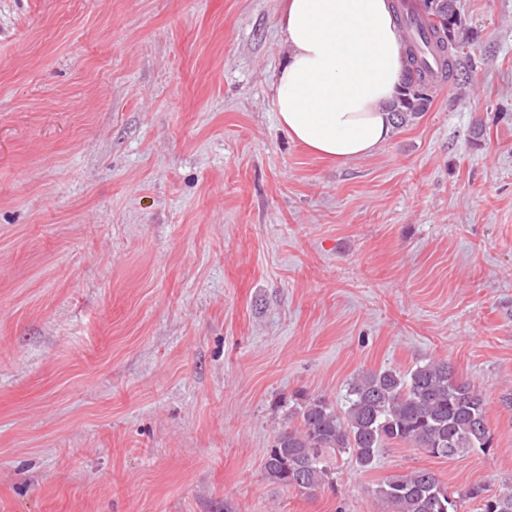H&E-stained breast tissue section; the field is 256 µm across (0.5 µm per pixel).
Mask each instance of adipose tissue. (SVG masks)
I'll use <instances>...</instances> for the list:
<instances>
[{
  "label": "adipose tissue",
  "mask_w": 512,
  "mask_h": 512,
  "mask_svg": "<svg viewBox=\"0 0 512 512\" xmlns=\"http://www.w3.org/2000/svg\"><path fill=\"white\" fill-rule=\"evenodd\" d=\"M277 25L274 104L289 139L343 163L379 151L405 66L392 0H286Z\"/></svg>",
  "instance_id": "1"
}]
</instances>
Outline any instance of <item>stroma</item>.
Here are the masks:
<instances>
[{"label":"stroma","mask_w":512,"mask_h":512,"mask_svg":"<svg viewBox=\"0 0 512 512\" xmlns=\"http://www.w3.org/2000/svg\"><path fill=\"white\" fill-rule=\"evenodd\" d=\"M282 0H0V512H388L512 482V0H461L472 89L345 163L274 111ZM480 136H473L474 127ZM451 363L493 445L264 457L300 397ZM376 495L390 512H459L458 508L467 501L477 502L479 512H512V486L504 487L494 496L486 495L480 484L458 493L448 491L436 474L427 469L386 479L378 485Z\"/></svg>","instance_id":"1"}]
</instances>
